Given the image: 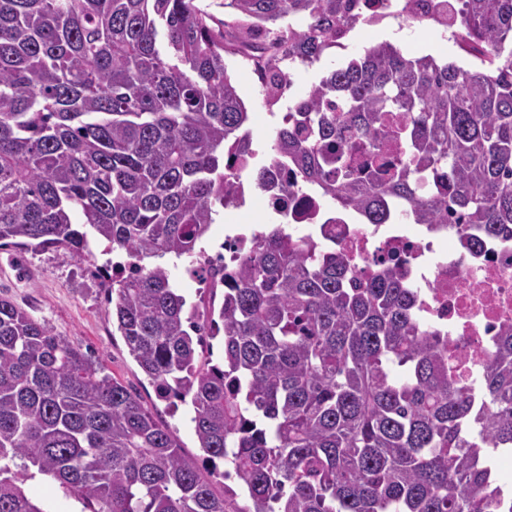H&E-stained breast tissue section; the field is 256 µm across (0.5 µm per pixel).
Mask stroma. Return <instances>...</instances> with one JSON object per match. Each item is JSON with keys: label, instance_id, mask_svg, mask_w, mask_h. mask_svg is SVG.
I'll return each mask as SVG.
<instances>
[{"label": "stroma", "instance_id": "35a3bbf8", "mask_svg": "<svg viewBox=\"0 0 512 512\" xmlns=\"http://www.w3.org/2000/svg\"><path fill=\"white\" fill-rule=\"evenodd\" d=\"M397 25H357L345 40L344 47L329 48L312 66L292 67L293 87L277 103H268L251 68L240 57H226L228 73L243 99L249 120L246 124L258 151L256 165L270 158V147L282 124L291 99L304 95L329 69L356 57L377 43L391 40ZM409 44L401 48L404 56L419 58L434 55L443 62L462 63L464 54L457 46L442 40L428 25L408 23ZM94 260H83L64 247L50 246L25 250L11 245L0 247V298L11 301L73 345L91 354L135 393L143 406L176 436L182 453L195 459L199 444L186 405L172 406L159 397L155 384L142 372L120 332L112 323V273L106 270L100 241H91ZM24 490L46 512H81L82 506L66 489L50 477L33 473Z\"/></svg>", "mask_w": 512, "mask_h": 512}]
</instances>
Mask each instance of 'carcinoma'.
<instances>
[{"mask_svg": "<svg viewBox=\"0 0 512 512\" xmlns=\"http://www.w3.org/2000/svg\"><path fill=\"white\" fill-rule=\"evenodd\" d=\"M354 0H0V242L135 259L112 279V324L161 398L190 403L204 475L174 434L104 367L0 299V512H45L28 468L85 512H230L208 476L233 469L251 512H492L489 467L512 448V328L470 389L414 315L391 266L358 281L345 259L278 224L223 268L206 321L160 260L196 255L216 206L236 207L232 157L248 112L224 54L265 97L355 25ZM288 31L259 40L266 24ZM467 66L390 42L330 70L288 107L271 164L289 166L369 224L386 202L460 242L512 239V0H459ZM408 144L382 155L386 124ZM446 181L426 196L421 181ZM223 337L220 364L199 361ZM23 470H13L15 460Z\"/></svg>", "mask_w": 512, "mask_h": 512, "instance_id": "cac0c4a2", "label": "carcinoma"}]
</instances>
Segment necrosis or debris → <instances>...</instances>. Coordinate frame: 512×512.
<instances>
[{
	"label": "necrosis or debris",
	"instance_id": "necrosis-or-debris-1",
	"mask_svg": "<svg viewBox=\"0 0 512 512\" xmlns=\"http://www.w3.org/2000/svg\"><path fill=\"white\" fill-rule=\"evenodd\" d=\"M262 203L290 235L335 247L356 272L395 265L418 292L424 328L448 340L451 380L470 386L483 376L488 353L512 327V241L487 243L477 257L455 225L368 224L308 185L286 197L263 192Z\"/></svg>",
	"mask_w": 512,
	"mask_h": 512
}]
</instances>
